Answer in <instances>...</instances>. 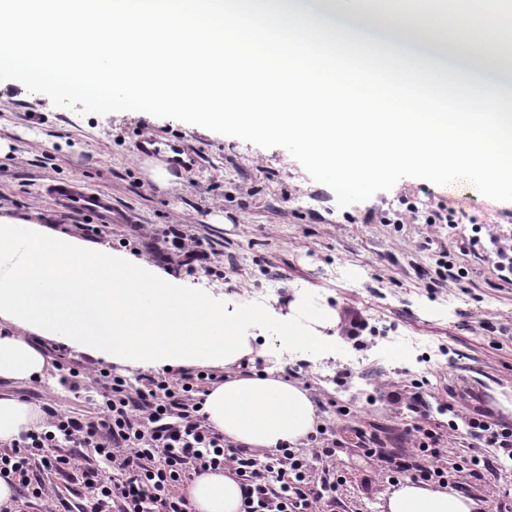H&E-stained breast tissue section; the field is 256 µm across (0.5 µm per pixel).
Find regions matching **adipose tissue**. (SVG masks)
Listing matches in <instances>:
<instances>
[{
    "label": "adipose tissue",
    "mask_w": 512,
    "mask_h": 512,
    "mask_svg": "<svg viewBox=\"0 0 512 512\" xmlns=\"http://www.w3.org/2000/svg\"><path fill=\"white\" fill-rule=\"evenodd\" d=\"M15 267L0 275V379L44 377L47 358L28 334L56 339L107 362L133 369L223 366L227 378L211 388L203 411L230 443L247 448L296 446L314 433L318 407L300 382L256 372L244 360L260 355L251 332L260 311L217 310L195 288L163 278L152 265L105 247L86 250L66 236L47 237L39 224L19 227L0 216V252ZM334 310L297 299L274 338L282 349L321 358L334 349ZM42 411L0 397V442L42 421ZM187 494L195 512H239L241 489L225 472L194 477ZM486 502L454 488L405 480L390 493L386 512H485Z\"/></svg>",
    "instance_id": "1"
}]
</instances>
